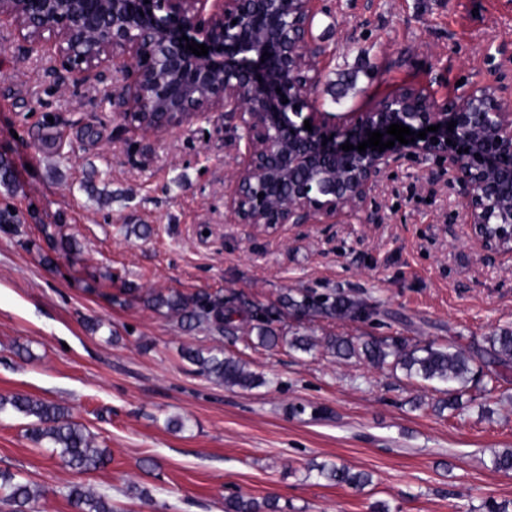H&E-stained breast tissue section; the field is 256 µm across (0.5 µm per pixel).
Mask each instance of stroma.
<instances>
[{
  "label": "stroma",
  "mask_w": 512,
  "mask_h": 512,
  "mask_svg": "<svg viewBox=\"0 0 512 512\" xmlns=\"http://www.w3.org/2000/svg\"><path fill=\"white\" fill-rule=\"evenodd\" d=\"M310 35L324 50L319 105L364 112L412 86L445 103L512 61V0H315ZM118 74L84 80L24 56L0 29V157L12 183L0 209V396L65 405L112 461L79 473L27 437L32 422L0 411V472L40 492L30 512H72L70 485L121 512H224L225 498L280 512H477L512 500V371L481 383L459 409L439 392L324 347L301 353L187 328L144 304L157 292L206 293L263 309L278 334L401 338L480 351L512 327V259L484 257L434 164L409 158L377 190L368 224L286 225L273 237L235 224L224 188L237 129L223 113L146 137L103 101ZM147 226L146 236L134 234ZM76 243L65 249L66 240ZM378 308L368 320L288 306L302 295ZM223 348L264 378L219 385L186 348ZM336 462L372 476L358 491L310 472Z\"/></svg>",
  "instance_id": "35a3bbf8"
}]
</instances>
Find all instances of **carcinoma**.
<instances>
[{"label": "carcinoma", "mask_w": 512, "mask_h": 512, "mask_svg": "<svg viewBox=\"0 0 512 512\" xmlns=\"http://www.w3.org/2000/svg\"><path fill=\"white\" fill-rule=\"evenodd\" d=\"M146 304L156 310H166L188 325L208 324L219 334L233 333L236 319H250L257 322V339L264 346L279 342L291 348L309 353L317 343L308 336L287 338L278 335L262 323L258 312L245 306L224 307V298L196 294L187 296L180 292L154 293L146 298ZM293 306L303 311H319L327 317L358 319L365 310V304L354 301H330L304 296L293 302ZM488 347L484 353L492 363L504 369L512 367V329L501 328L485 337ZM325 347L341 358H363L374 366H388L399 369L409 379L424 382L448 395L439 408H455L463 390L478 382L475 355L461 348L436 346L432 343L408 345L401 340L390 343L376 340L353 342L342 337L330 336L325 339ZM184 358L198 367V371L218 384L249 388L263 383V380L245 368L238 359L224 355L222 348L207 351L188 348ZM10 406L14 410L36 418L29 430L31 441L36 445H47L52 453L69 468L85 473L100 470L111 461L106 449L94 445L93 439L83 425L72 419L69 409L40 399L24 395L9 398L0 396V410ZM311 470L317 476L338 485L363 488L372 481L371 474L353 471L344 464L332 462L314 463ZM41 496L40 490L16 475L0 473V498L10 502L15 512H28L30 505ZM67 498L74 512H115L110 499L96 494L81 484L69 487ZM272 502L260 503L242 496L228 497L224 501V512H275Z\"/></svg>", "instance_id": "obj_1"}]
</instances>
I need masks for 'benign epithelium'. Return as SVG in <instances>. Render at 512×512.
Here are the masks:
<instances>
[{"label":"benign epithelium","mask_w":512,"mask_h":512,"mask_svg":"<svg viewBox=\"0 0 512 512\" xmlns=\"http://www.w3.org/2000/svg\"><path fill=\"white\" fill-rule=\"evenodd\" d=\"M313 2L112 0L108 27L91 38L90 15L107 0H0V24L15 29L26 52H50L70 73H121L124 88L110 104L144 135L229 114L244 132L233 143L239 161L224 189V210L237 224L269 237L287 224H363L402 158L434 157L456 190L470 238L488 257L512 258V70L498 68L492 82L442 105L404 87L365 112H323ZM184 35L209 47L208 55L187 50ZM395 123L438 131L382 152L341 148L369 131L391 140L386 130Z\"/></svg>","instance_id":"1"}]
</instances>
